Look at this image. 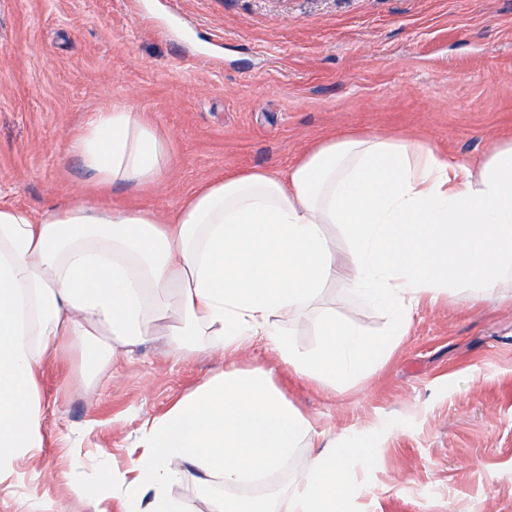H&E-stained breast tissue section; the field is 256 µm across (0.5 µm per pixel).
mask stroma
Listing matches in <instances>:
<instances>
[{
  "label": "stroma",
  "instance_id": "obj_1",
  "mask_svg": "<svg viewBox=\"0 0 512 512\" xmlns=\"http://www.w3.org/2000/svg\"><path fill=\"white\" fill-rule=\"evenodd\" d=\"M115 100L165 146L149 187L99 182L73 150ZM348 134L403 135L472 165L512 140V0H0V203L39 215L80 200L166 222L204 186L286 171ZM494 294L423 302L387 362L333 393L261 345L184 354L149 339L88 381L62 344L42 369L53 479L37 492L75 512L69 448L124 464L145 420L224 366L262 365L314 446H371L349 466L370 489L349 512H512V288ZM321 309L385 327L341 284Z\"/></svg>",
  "mask_w": 512,
  "mask_h": 512
}]
</instances>
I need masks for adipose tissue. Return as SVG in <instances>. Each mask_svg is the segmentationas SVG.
Masks as SVG:
<instances>
[{
    "mask_svg": "<svg viewBox=\"0 0 512 512\" xmlns=\"http://www.w3.org/2000/svg\"><path fill=\"white\" fill-rule=\"evenodd\" d=\"M73 149L104 183L144 187L167 164L156 131L123 102L97 112ZM330 224L342 229L347 264L336 262ZM504 280L511 141L474 169L403 137L334 138L284 173L255 170L195 192L169 224L148 210L82 202L37 217L0 205V491L20 512H61L35 493L46 478L40 372L61 341L80 347L89 376L154 337L176 352L198 349L203 336L231 352L264 343L296 374L336 390L389 358L422 300L456 289L482 299ZM338 282L386 327L373 335L324 313V343L304 354L281 322ZM310 431L271 370L223 371L144 422L124 468L99 452L97 478L70 490L91 512H110L116 496L126 512H189L172 492L187 481L208 512H343L362 492L347 465L369 462L373 450L354 438L289 476Z\"/></svg>",
    "mask_w": 512,
    "mask_h": 512,
    "instance_id": "obj_1",
    "label": "adipose tissue"
}]
</instances>
